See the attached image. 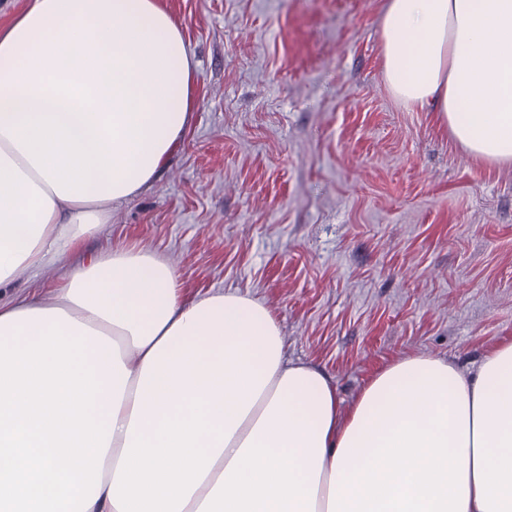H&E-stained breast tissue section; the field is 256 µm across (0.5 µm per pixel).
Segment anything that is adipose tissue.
<instances>
[{"mask_svg": "<svg viewBox=\"0 0 512 512\" xmlns=\"http://www.w3.org/2000/svg\"><path fill=\"white\" fill-rule=\"evenodd\" d=\"M404 106L512 165V0H388ZM195 65L158 0H31L0 27V512H512V340L414 354L344 404L269 309L185 300L142 246L82 241L151 186ZM58 264H53L45 267L40 274L30 280H20L13 284H10L5 287L0 288V299L1 301H6L11 299L12 297L18 295V294H25V293H43L49 289V287L52 286V284L57 279L58 275L60 274Z\"/></svg>", "mask_w": 512, "mask_h": 512, "instance_id": "adipose-tissue-1", "label": "adipose tissue"}]
</instances>
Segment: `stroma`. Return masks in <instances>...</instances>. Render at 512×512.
Here are the masks:
<instances>
[{
  "instance_id": "obj_1",
  "label": "stroma",
  "mask_w": 512,
  "mask_h": 512,
  "mask_svg": "<svg viewBox=\"0 0 512 512\" xmlns=\"http://www.w3.org/2000/svg\"><path fill=\"white\" fill-rule=\"evenodd\" d=\"M161 2L196 62L190 124L85 255L138 244L185 298L259 301L347 402L396 359L512 339V166L392 96L386 0Z\"/></svg>"
}]
</instances>
